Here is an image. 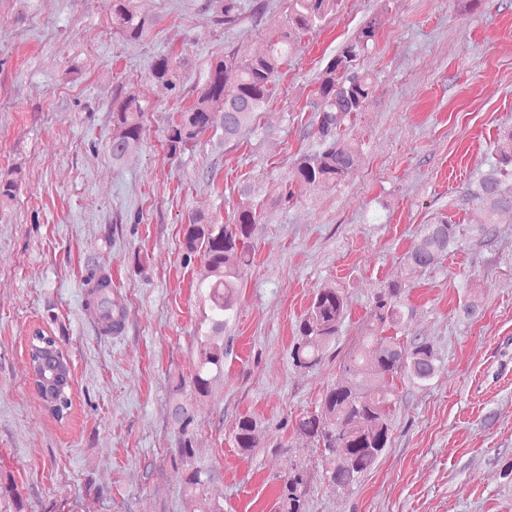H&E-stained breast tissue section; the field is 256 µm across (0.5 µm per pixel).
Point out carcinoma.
<instances>
[{
	"instance_id": "cac0c4a2",
	"label": "carcinoma",
	"mask_w": 512,
	"mask_h": 512,
	"mask_svg": "<svg viewBox=\"0 0 512 512\" xmlns=\"http://www.w3.org/2000/svg\"><path fill=\"white\" fill-rule=\"evenodd\" d=\"M340 0H290L285 27L258 57L243 59L231 50L212 63L197 88L193 104L179 114L168 129L166 146L172 155L195 146L207 132L220 134L229 144L245 132L254 133V117L268 103L273 83L288 60V49L301 34L336 13ZM113 29L127 40H137L152 25L141 14L138 0H112ZM374 22H368L355 36L345 41L327 63L319 77L317 112L318 148L303 154L291 171V184L314 187L321 182H339L355 168L361 144L341 134L345 121L363 111L372 93V79L355 68V62L367 52L375 37ZM150 77L171 90L179 77L177 64L169 56L156 58ZM144 114L139 95L129 90L112 109L109 149L112 162H121L137 148ZM495 163L471 182L468 194L482 207L484 222L475 230L483 239L494 235L497 218L512 213V192L500 190L502 178L512 176V131H505L494 144ZM257 207L250 202L238 204L231 222L219 224L204 213L194 215L186 225L182 241V261H204L208 275L199 290L208 302L207 328L198 342L197 356L190 380H178L169 405V420L175 431L173 457L187 467L188 492L199 504L198 512H223L219 501L205 493L210 481L207 472L194 466L195 416L192 405L182 398L184 386L198 395L209 392L211 376L224 368V325L233 311L241 270L250 263V238L258 223ZM466 229L459 224H427L418 245L407 256L411 268L434 264L442 254L456 246ZM86 307L97 320L105 336L120 334L125 328L126 310L112 304V279L106 273H90ZM403 289L393 283L379 289L369 308V320L395 330L404 323ZM348 303L340 289H318L309 308L298 321L290 350L293 365L313 370L320 365L324 350L336 339L345 320ZM33 347L27 359L26 380L42 400L43 410L59 423L68 421L73 406L70 356L57 349L56 366L40 364V346L56 345L59 339L49 330L37 328L31 333ZM437 371L433 345L421 336H378L367 327L365 335L346 354L336 385L321 399L320 407L305 412L292 426L296 433L313 440L320 450L322 472L329 486L348 489L358 484L378 462L390 442V407L398 400L394 378L405 373L416 383L431 381ZM234 442L248 452L258 447L263 431L258 422L245 416L232 429ZM305 471L294 469L282 480L275 503L276 512H305Z\"/></svg>"
}]
</instances>
